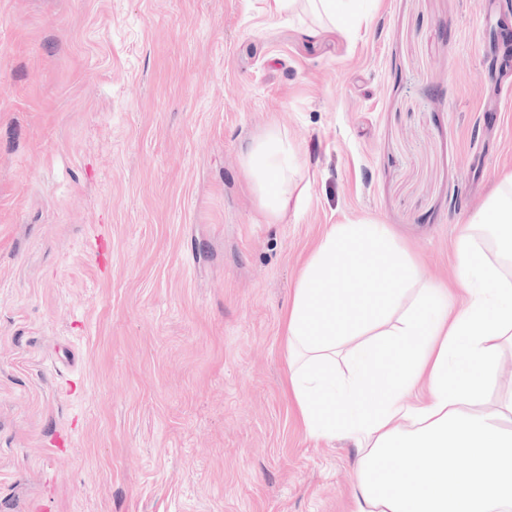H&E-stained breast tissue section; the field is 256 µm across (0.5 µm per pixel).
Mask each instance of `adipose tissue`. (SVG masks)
<instances>
[{"mask_svg":"<svg viewBox=\"0 0 512 512\" xmlns=\"http://www.w3.org/2000/svg\"><path fill=\"white\" fill-rule=\"evenodd\" d=\"M273 9L310 15L314 36L351 37L363 19L358 0H273ZM298 159L274 126L245 157L271 219L302 201ZM507 261L512 172L459 236L456 285L466 302L452 313L388 225L325 231L284 316L286 390L312 438L359 448L350 512H512V390L488 395L512 349ZM421 385L427 399L412 401ZM452 455L465 466L449 469Z\"/></svg>","mask_w":512,"mask_h":512,"instance_id":"1","label":"adipose tissue"}]
</instances>
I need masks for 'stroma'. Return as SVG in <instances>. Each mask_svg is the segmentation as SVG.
<instances>
[{"mask_svg": "<svg viewBox=\"0 0 512 512\" xmlns=\"http://www.w3.org/2000/svg\"><path fill=\"white\" fill-rule=\"evenodd\" d=\"M361 9L313 39L265 0H0V512H349L357 449L284 389L302 268L374 218L453 284L512 169V0ZM273 126L306 186L280 221L243 165Z\"/></svg>", "mask_w": 512, "mask_h": 512, "instance_id": "stroma-1", "label": "stroma"}]
</instances>
